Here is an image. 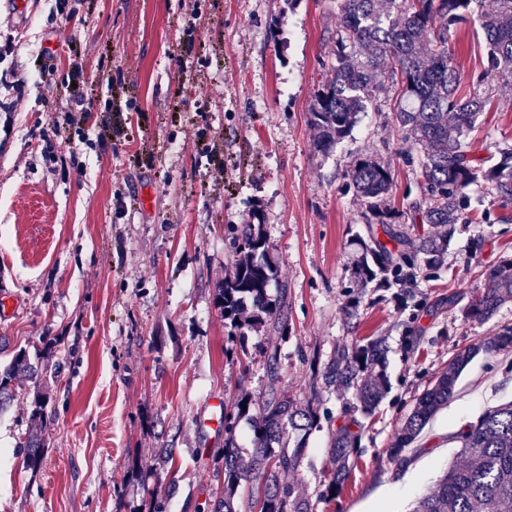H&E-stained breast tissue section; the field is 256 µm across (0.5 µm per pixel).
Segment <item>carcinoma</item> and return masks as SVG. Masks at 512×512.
Segmentation results:
<instances>
[{
    "label": "carcinoma",
    "instance_id": "carcinoma-1",
    "mask_svg": "<svg viewBox=\"0 0 512 512\" xmlns=\"http://www.w3.org/2000/svg\"><path fill=\"white\" fill-rule=\"evenodd\" d=\"M336 0L334 59L319 82L310 107L315 148L329 151L351 135L359 115L377 94L397 87L394 121L417 151L418 196L403 212L387 206L393 189L391 168L372 154L358 156L347 171L345 187L365 208L366 235L358 246L355 270L360 286L381 277L401 281L405 270L442 266L455 225L464 222L468 187L480 179L488 193L512 200V146L498 149L499 160L484 167L476 156L471 133L489 101L482 77L472 87L461 86L453 55L451 32L474 16L487 42L488 66L512 75V0ZM443 227L436 235L413 237L404 217ZM481 294L463 308L475 322L488 320L502 305L512 302V258L483 273ZM277 268L269 255L260 225L248 224L236 245L232 269L217 288L216 303L224 319L244 339L265 325L279 323L281 305L268 290ZM512 349V327L483 337L458 352L448 367L415 399L398 429L390 455L412 446L431 419L454 397L463 371L481 353ZM48 365L16 354L0 372V410L10 403L12 382L21 377L41 378ZM320 386L300 401L280 391L270 373L267 393L260 400L243 395L235 415L224 416V467L214 473L222 497L213 512H239L236 493L241 484L262 485L260 512H316L315 503L283 481L295 471L306 450V438L331 421L321 412L322 392L342 386L353 390L356 411L347 412L329 436L331 468L320 498L338 493L356 466L362 436L359 417L375 414L388 387L385 350L379 338L357 340L338 347L329 359L312 363ZM45 399L39 398L30 427L20 442L29 466L39 464L45 436L42 419ZM245 417L251 422L253 451L244 457L234 427ZM458 453L436 483L411 512H512V401L485 410L474 422L453 435Z\"/></svg>",
    "mask_w": 512,
    "mask_h": 512
}]
</instances>
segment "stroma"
Segmentation results:
<instances>
[{
  "label": "stroma",
  "instance_id": "obj_1",
  "mask_svg": "<svg viewBox=\"0 0 512 512\" xmlns=\"http://www.w3.org/2000/svg\"><path fill=\"white\" fill-rule=\"evenodd\" d=\"M335 31L336 0H0V36L15 39L0 99L19 101L0 112V298L14 301L0 311V370L20 351L54 366L37 467L17 448L37 383L16 382L0 414V512H151L155 497L165 512H209L224 417L240 397L260 399L273 371L307 398L311 361L356 338H382L388 389L329 501L318 498L328 433L310 435L287 479L316 512H409L450 462L449 435L512 398V351L478 355L404 463L389 456L453 355L512 326V303L482 323L462 314L482 271L512 258V202L474 182L439 269L359 287L352 238L365 225L345 174L379 155L402 209L414 150L387 93L330 153L315 150L310 105ZM450 44L463 82L482 77L494 95L478 153L496 162L512 145V77L488 68L478 21ZM75 71L98 104L67 126L61 80ZM256 217L282 322L241 341L215 293ZM157 448L174 449L172 466L156 465Z\"/></svg>",
  "mask_w": 512,
  "mask_h": 512
}]
</instances>
